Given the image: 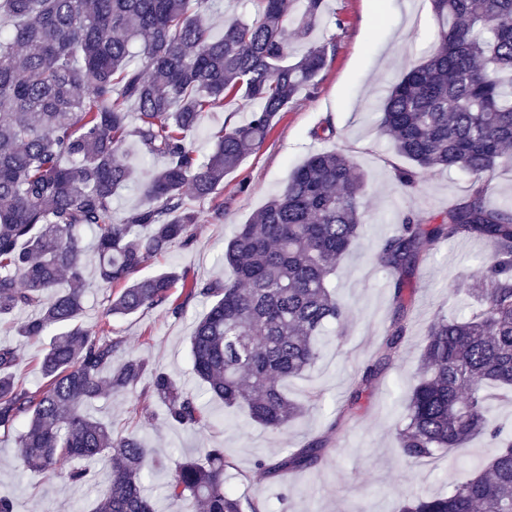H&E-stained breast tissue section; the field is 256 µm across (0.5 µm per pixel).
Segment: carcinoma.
<instances>
[{"label":"carcinoma","mask_w":512,"mask_h":512,"mask_svg":"<svg viewBox=\"0 0 512 512\" xmlns=\"http://www.w3.org/2000/svg\"><path fill=\"white\" fill-rule=\"evenodd\" d=\"M303 3L294 15L290 0H258L252 17L225 19L216 39L208 18L215 0H0V19L13 21L0 33V316L34 311L17 328L28 340L62 329L35 388L16 379L15 349L0 346V431L16 432L23 466L39 474L55 472L65 458L108 454L111 476L96 512H155L141 473L164 465L141 437L116 434L87 413L104 392L158 402L177 427L205 422L196 394L147 360L121 356L124 342L112 337L110 318L161 305L179 318L190 299L211 298L190 336L194 372L224 406L242 407L273 430L304 412L284 386L314 366L325 325L348 321L331 279L363 233L365 175L339 151L310 154L240 225L224 247L229 277L138 276L171 247L191 245L201 213L186 190L212 201L209 219L222 221L216 194L224 177L259 150L296 95L314 93L330 45L310 33L325 0ZM431 5L435 41L388 91L380 127L408 161L392 166L401 188H414L431 169H459L469 189L436 215H405L377 261L392 273L402 306L423 251L480 237L492 255L472 275L471 316L440 315L428 326L396 440L410 462L478 436L499 451L444 494H407L400 512H512V439L488 418V388L512 389V204L488 201L497 166L512 152V0ZM293 37L305 50L290 63ZM236 97L251 104L249 118L224 129L200 160L191 134L203 113ZM129 137L144 159L163 166L145 172L146 203L117 220L112 197L135 177L115 159ZM87 231L98 277L110 289L95 330L81 322ZM408 330L401 317L390 325L377 360L354 383L347 413L378 367L398 356ZM323 455L313 441L256 467L274 478L312 469ZM231 468L224 449L204 448L175 463L167 495L200 502L206 512H243L225 485Z\"/></svg>","instance_id":"obj_1"}]
</instances>
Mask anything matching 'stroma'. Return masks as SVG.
<instances>
[{
  "instance_id": "stroma-1",
  "label": "stroma",
  "mask_w": 512,
  "mask_h": 512,
  "mask_svg": "<svg viewBox=\"0 0 512 512\" xmlns=\"http://www.w3.org/2000/svg\"><path fill=\"white\" fill-rule=\"evenodd\" d=\"M438 25L429 0H327L313 40L330 41V54L316 82L314 95L299 94L281 112L267 139L238 170L228 174L217 194L224 219L198 224L190 247H172L151 260L145 274L190 269L198 279L229 276L224 246L288 181L291 172L315 151L338 150L350 155L367 176L363 197L365 228L357 248L346 255L333 279L336 296L350 309L346 327L328 326L315 366L291 380L289 398L304 402V414L277 432L248 420L244 409L228 408L212 399L193 372L189 338L203 316V298L192 300L182 317L158 306L113 318L112 333L124 341L125 352L145 358L177 384L197 394L209 417L207 426L185 429L170 425L162 405H154L149 424L140 420L141 401L134 394L105 395L92 405L93 415L114 430L134 433L161 453L167 465L194 457L200 448L221 446L234 467L226 486L241 500L267 501L270 512H399L407 493L431 495L451 489L461 477L479 471L496 447L477 437L466 447L417 463H407L396 441L410 386L420 367L421 338L437 314L466 316L471 309L456 296L465 277L489 261L490 246L482 239L444 242L417 266L414 294L404 306L393 299V278L376 254L394 235L403 215L431 216L465 195L469 177L460 170L435 169L416 190L403 191L393 180L397 157L379 129V100L411 63L421 60L435 39ZM250 106L238 101L234 113H204L193 134L200 157H207L226 122H241ZM332 126L330 139L314 138V129ZM247 191H240V182ZM407 315L411 328L394 362L385 366L363 394L347 421L338 416L347 403L353 378L371 363L386 327ZM25 317L18 311L0 318V343L14 347V372L32 386L43 381L40 363L48 339L29 341L15 332ZM322 398L313 403L310 392ZM313 439L323 440L325 456L314 469L273 480L258 470L259 458H273ZM94 478L71 485L64 474L44 477L22 468L14 434H0V496L12 498L16 512H93L110 468L92 464Z\"/></svg>"
}]
</instances>
